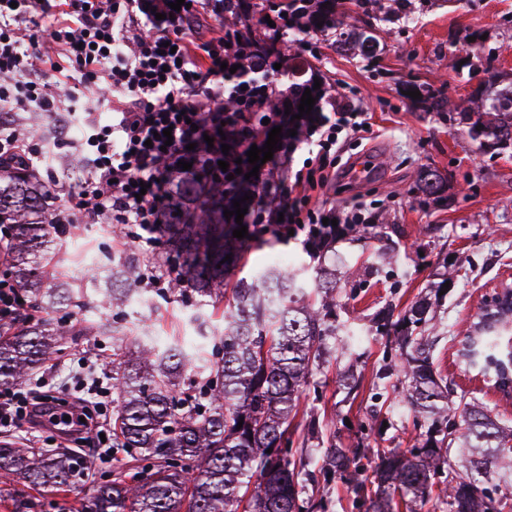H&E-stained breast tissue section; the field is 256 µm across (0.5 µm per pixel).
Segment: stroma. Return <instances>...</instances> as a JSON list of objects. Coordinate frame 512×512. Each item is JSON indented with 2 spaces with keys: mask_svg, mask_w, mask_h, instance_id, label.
<instances>
[{
  "mask_svg": "<svg viewBox=\"0 0 512 512\" xmlns=\"http://www.w3.org/2000/svg\"><path fill=\"white\" fill-rule=\"evenodd\" d=\"M349 29L372 31L380 41L377 59H364L359 49L336 51L329 36L309 35L288 41L291 51H305L328 82L332 97L353 92L369 116L367 133L349 138L336 158V176L324 192L337 211L362 206L372 223L348 232L321 252L302 240L269 233L248 235L234 274L224 280L252 276L273 256L291 258L288 271L299 275L316 268L336 269V325L359 340L354 353L338 355V341L315 366L294 421L295 444H308L311 470L323 465L316 441L307 440L306 424L319 419L325 435L354 448L407 449L420 433L402 398L403 379L393 337L377 328L386 307L395 317L429 300L442 319V330L430 354L433 367L449 385L464 389L512 426V403L499 401L488 389L464 379L453 340L476 321L484 295L512 275V147L493 150L473 139L477 105L493 89L512 86V0H350ZM432 88L448 102L446 111L430 109L425 100L408 96L409 87ZM368 158L364 179L350 176L354 160ZM437 173L441 191L426 197L420 189L424 172ZM65 241V273L83 281L87 292L68 309L56 312L64 323L80 322L79 336L65 357L89 352L104 364L134 345L126 328L159 340L187 335L189 303L156 288L139 301L114 308L100 301L93 276L112 261L147 268L140 248H127L108 224L57 225ZM390 260L379 273L354 286L346 267L365 269L380 253ZM462 277L444 282L445 266ZM117 319L120 328L96 335L93 324ZM354 371L359 386L346 392L340 379ZM393 399L382 411L384 430L364 425L379 395Z\"/></svg>",
  "mask_w": 512,
  "mask_h": 512,
  "instance_id": "stroma-1",
  "label": "stroma"
}]
</instances>
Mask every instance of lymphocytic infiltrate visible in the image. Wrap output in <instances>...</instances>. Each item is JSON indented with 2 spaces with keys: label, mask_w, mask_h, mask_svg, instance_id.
I'll return each mask as SVG.
<instances>
[{
  "label": "lymphocytic infiltrate",
  "mask_w": 512,
  "mask_h": 512,
  "mask_svg": "<svg viewBox=\"0 0 512 512\" xmlns=\"http://www.w3.org/2000/svg\"><path fill=\"white\" fill-rule=\"evenodd\" d=\"M201 0L172 11L169 0H0V104L13 112H39L50 120L66 117L81 131L76 157L86 173L76 183H50V201L59 219L121 226L122 239L145 244L158 253L156 224L170 209L172 177L178 161L210 168L225 190L236 186L235 166L220 170L227 131L242 144L262 140L250 112H231L224 89L222 62L233 56L225 36L206 42L190 38L186 25ZM44 75L31 76L34 62ZM111 120L96 116L100 103ZM189 120H182L181 112ZM365 125L362 109L341 97L332 115L317 113L299 136L314 150L301 167L283 152L271 168H260L253 181L254 212L261 231L303 236L317 249L363 223L360 211L337 214L313 201L336 172L341 138ZM171 129L173 141L160 134ZM44 136L19 125L0 126V159L26 162L44 157ZM75 391L79 407H62L51 416L76 434L100 435L108 422L99 411L112 396L111 373L97 374L87 356L77 359ZM46 377L26 390L0 389V433L21 428L47 412Z\"/></svg>",
  "instance_id": "obj_1"
}]
</instances>
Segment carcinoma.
Listing matches in <instances>:
<instances>
[{
  "label": "carcinoma",
  "instance_id": "1",
  "mask_svg": "<svg viewBox=\"0 0 512 512\" xmlns=\"http://www.w3.org/2000/svg\"><path fill=\"white\" fill-rule=\"evenodd\" d=\"M330 5H325V2ZM347 0H224V19L236 56L254 63L230 73L224 88L233 93L239 111L267 112L262 100L272 91L273 77L288 81L275 97V111L290 110L280 123L282 134L297 128L298 106L306 89L321 111L324 89H313L318 76L300 53L288 55L282 45L288 32L336 33L335 45L358 42L367 60L379 54L370 31L338 32ZM272 15L273 27L258 29L256 11ZM322 26H317V23ZM281 64L275 69L274 64ZM488 119L472 127L485 147L512 146V87L485 105ZM212 186L194 172L173 190L170 221L158 226L165 264L173 277L170 293L192 295L200 306L225 303L224 329L210 330L209 317L196 310L188 324L202 343L188 349L177 341L161 344L135 335L134 355L112 354V474L100 477L93 496H80L78 479L87 460L69 448H23L10 435L0 436V483L16 479L14 512L37 507L33 494L73 498L75 512H310L307 484L322 475L327 483L350 484L352 508L364 512H411L409 498L432 504L433 512H512V472L496 471L503 457L512 458V429H504L492 410L467 392L459 393L461 410L448 413L454 392L431 368L426 332L434 315L424 308L411 312L400 329L402 344L416 355L401 362L408 382L407 402L416 423L428 424L427 435L405 452L375 448L373 474L361 463L358 448H342L335 439L322 441L325 462L319 472L307 470L301 449L292 448L291 424L308 386L323 343L336 337V314L315 307L311 294L331 295L336 280L316 272L312 282L267 266L253 278L237 279L232 299L219 286L235 266L231 249L238 228L233 201L244 195ZM0 224L11 227L10 272L24 298V312L0 331V386L21 383L41 365L61 354L75 336L53 309L69 307L81 289L63 282L42 288L41 258L53 224L45 183L33 179L28 165L0 167ZM231 259H226V256ZM105 297L139 298L133 265L112 267ZM461 365L491 383L512 372V329L486 323L468 340ZM459 450L470 468L462 478L448 469V451Z\"/></svg>",
  "mask_w": 512,
  "mask_h": 512
}]
</instances>
